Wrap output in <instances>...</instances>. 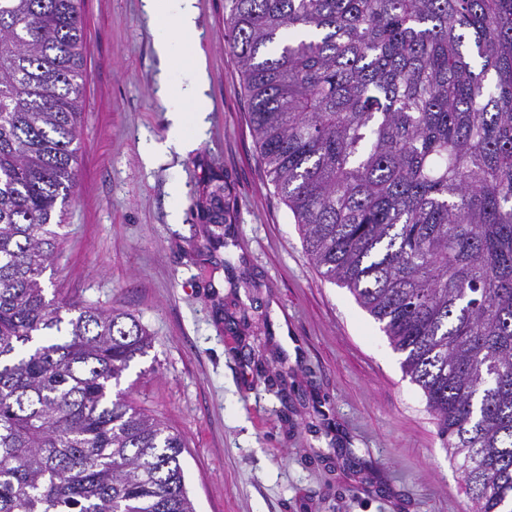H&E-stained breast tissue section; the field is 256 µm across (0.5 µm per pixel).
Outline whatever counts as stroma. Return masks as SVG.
Instances as JSON below:
<instances>
[{
  "mask_svg": "<svg viewBox=\"0 0 512 512\" xmlns=\"http://www.w3.org/2000/svg\"><path fill=\"white\" fill-rule=\"evenodd\" d=\"M224 4L196 0L203 133L160 154L169 121L141 0H84L77 183L44 280L152 333L119 388L180 435L196 512H471L401 354L320 275L269 182Z\"/></svg>",
  "mask_w": 512,
  "mask_h": 512,
  "instance_id": "obj_1",
  "label": "stroma"
}]
</instances>
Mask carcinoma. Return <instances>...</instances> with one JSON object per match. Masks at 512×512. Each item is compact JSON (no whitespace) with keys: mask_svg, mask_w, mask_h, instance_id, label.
<instances>
[{"mask_svg":"<svg viewBox=\"0 0 512 512\" xmlns=\"http://www.w3.org/2000/svg\"><path fill=\"white\" fill-rule=\"evenodd\" d=\"M83 0H0V512H195L184 445L111 396L153 347L47 297L79 164ZM260 162L382 325L473 512H512V0H226Z\"/></svg>","mask_w":512,"mask_h":512,"instance_id":"1","label":"carcinoma"}]
</instances>
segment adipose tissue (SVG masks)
I'll return each instance as SVG.
<instances>
[{"label":"adipose tissue","mask_w":512,"mask_h":512,"mask_svg":"<svg viewBox=\"0 0 512 512\" xmlns=\"http://www.w3.org/2000/svg\"><path fill=\"white\" fill-rule=\"evenodd\" d=\"M154 32V49L165 67L158 93L170 107L169 142L190 148L209 110L208 76L194 43L195 0H142Z\"/></svg>","instance_id":"obj_1"}]
</instances>
